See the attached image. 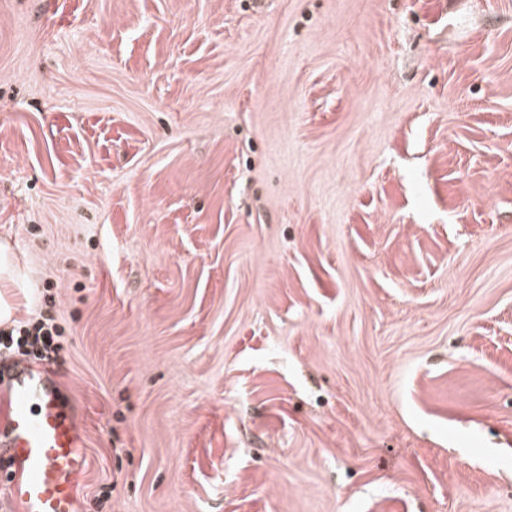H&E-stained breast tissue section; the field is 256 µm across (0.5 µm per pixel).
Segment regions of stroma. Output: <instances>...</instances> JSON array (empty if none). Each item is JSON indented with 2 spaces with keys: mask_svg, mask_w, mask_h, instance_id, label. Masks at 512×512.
Returning <instances> with one entry per match:
<instances>
[{
  "mask_svg": "<svg viewBox=\"0 0 512 512\" xmlns=\"http://www.w3.org/2000/svg\"><path fill=\"white\" fill-rule=\"evenodd\" d=\"M0 243L79 512H512V0H0Z\"/></svg>",
  "mask_w": 512,
  "mask_h": 512,
  "instance_id": "stroma-1",
  "label": "stroma"
}]
</instances>
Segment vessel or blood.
<instances>
[{"mask_svg": "<svg viewBox=\"0 0 512 512\" xmlns=\"http://www.w3.org/2000/svg\"><path fill=\"white\" fill-rule=\"evenodd\" d=\"M0 454L10 477L0 486L9 512H78L89 462L78 403L62 404L46 364L0 355Z\"/></svg>", "mask_w": 512, "mask_h": 512, "instance_id": "b4317fda", "label": "vessel or blood"}]
</instances>
